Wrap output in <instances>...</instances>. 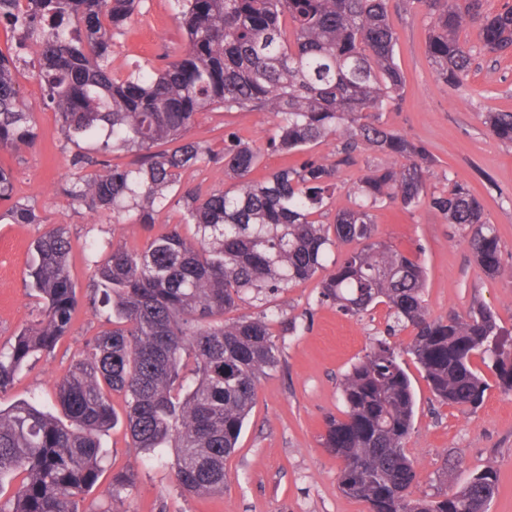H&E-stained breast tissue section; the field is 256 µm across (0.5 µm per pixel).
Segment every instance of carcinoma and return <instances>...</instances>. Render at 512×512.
Listing matches in <instances>:
<instances>
[{"label":"carcinoma","mask_w":512,"mask_h":512,"mask_svg":"<svg viewBox=\"0 0 512 512\" xmlns=\"http://www.w3.org/2000/svg\"><path fill=\"white\" fill-rule=\"evenodd\" d=\"M184 37L161 66L137 64L112 72V45L126 33L141 0H0V26L13 37L0 50V149L33 146L34 107L16 74L31 61L45 97L70 141H98L100 153L125 150L127 167L95 157L94 168L71 194L118 223L134 213L153 224L155 201L182 170L202 160L224 164L233 180L225 191L189 192L184 222L191 238L173 229L141 250L119 241L96 265L86 294L108 311L112 327L99 331L56 385L58 418L35 399L0 408V491L18 480L0 512H80L78 504L102 471L101 435L119 422L112 395L125 402L131 447L151 454L175 451L176 478L189 495L224 493V460L234 451L260 378L277 367L273 319L266 312L230 322L224 314L247 298L283 292L325 273L322 299L347 314L388 307L385 333L411 330L406 354L425 373L436 397L476 408L488 387L472 357L512 391V333L481 304L446 318L430 314L426 272L375 236L373 211L392 202L422 204L441 213L468 238L478 267L488 237H498L484 207L458 182L427 190L431 160L405 136L388 129L379 112L402 101L405 78L394 57L390 0H174ZM431 19L427 55L439 80L456 85L472 55L457 37L478 24L482 50L512 51V6L490 13L485 0H420ZM260 111L276 119L268 146L307 158L255 181L262 153L238 132L224 133L214 152L187 136L198 113ZM493 135L512 144V112H489ZM333 137L334 158L311 149ZM160 143L171 148L155 150ZM373 150L393 159L369 169L354 200L329 214L338 173ZM15 192L12 169L0 166V201ZM15 224H39L36 210L18 202ZM350 245L345 256L332 248ZM26 287L38 315L9 345L0 346V395L18 375L67 334L78 309L71 275V243L58 225L32 245ZM344 418L328 423L325 446L341 461L338 489L368 512H487L498 471L487 464L460 488L411 498L418 471L405 453L415 399L402 354L378 339L344 375ZM135 483L112 477V500Z\"/></svg>","instance_id":"1"}]
</instances>
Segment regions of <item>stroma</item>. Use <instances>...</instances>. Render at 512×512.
Wrapping results in <instances>:
<instances>
[{"mask_svg": "<svg viewBox=\"0 0 512 512\" xmlns=\"http://www.w3.org/2000/svg\"><path fill=\"white\" fill-rule=\"evenodd\" d=\"M390 21L396 33L395 59L406 86L401 103L384 111L382 121L427 150L433 160L429 189L439 191L459 182L483 203L500 238L501 269L494 277L482 273L466 238L425 205L410 211L396 204L378 209L376 236L425 267V299L432 316L445 318L482 303L512 331V147L483 123L485 113L512 112V52L498 57L480 52L477 26L465 25L459 40L473 50L474 62L463 83L453 87L437 79L427 57L430 20L417 0H392ZM182 37L172 0H143L140 14L117 40L112 68L127 72L129 62L151 59L158 43L171 47ZM18 82L35 107L37 139L18 156L0 151V165L14 171L15 200L34 206L42 221L11 223L3 217L6 204L0 203V344L36 316V301L25 286L29 246L54 225H65L68 231L71 274L84 288L92 261L103 259L109 241L122 240L140 250L150 238L174 227L193 236L194 226L183 221L181 191L206 193L230 186L223 164L203 161L181 172L178 190L168 194L152 228L131 216L116 224L111 213L91 214L69 193L84 175L72 164L79 147L62 134L32 71L24 70ZM273 128L270 115L218 109L199 113L190 136L218 151L226 130L239 132L263 151L262 164L253 174L259 180L288 162L267 148ZM267 306L276 314L272 332L279 363L260 379L257 401L225 462L223 494L186 495L175 476L173 449H165L163 457L148 458L132 448L128 432L119 425L102 438L107 462L81 504L83 512H367L364 503L338 490L340 462L325 448L324 438L328 418L344 410L339 383L379 338L387 308L380 305L361 316L343 314L321 301L314 279L271 297ZM104 323V314L82 305L54 352L23 371L0 402L36 397L54 405L56 380ZM404 368L416 400L406 443L419 472L414 497L445 492L447 471L456 485H464L491 461L499 483L489 512H512V393L491 386L474 410L443 404L433 396L418 364L409 359ZM126 469L136 472L135 486L121 500L109 501L106 489L113 474Z\"/></svg>", "mask_w": 512, "mask_h": 512, "instance_id": "obj_1", "label": "stroma"}]
</instances>
